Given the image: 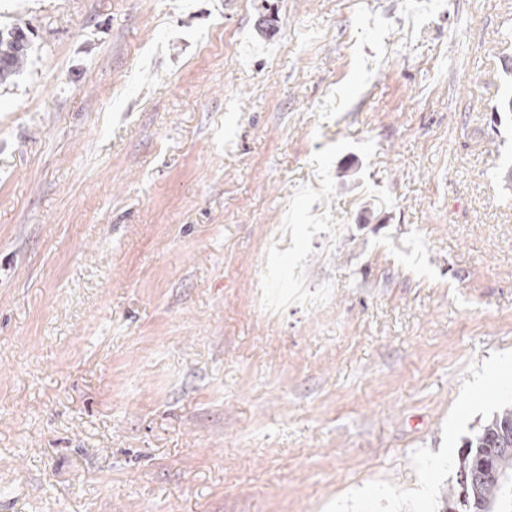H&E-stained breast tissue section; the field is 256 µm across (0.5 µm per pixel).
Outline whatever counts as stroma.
Returning <instances> with one entry per match:
<instances>
[{"mask_svg": "<svg viewBox=\"0 0 512 512\" xmlns=\"http://www.w3.org/2000/svg\"><path fill=\"white\" fill-rule=\"evenodd\" d=\"M0 512H439L512 400V0H0ZM30 33L17 26L0 29V84L23 71L29 58Z\"/></svg>", "mask_w": 512, "mask_h": 512, "instance_id": "1", "label": "stroma"}]
</instances>
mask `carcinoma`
<instances>
[{
	"label": "carcinoma",
	"mask_w": 512,
	"mask_h": 512,
	"mask_svg": "<svg viewBox=\"0 0 512 512\" xmlns=\"http://www.w3.org/2000/svg\"><path fill=\"white\" fill-rule=\"evenodd\" d=\"M29 52V30L0 29V84L23 71ZM511 507L512 404H506L466 440L442 512H509Z\"/></svg>",
	"instance_id": "cac0c4a2"
}]
</instances>
